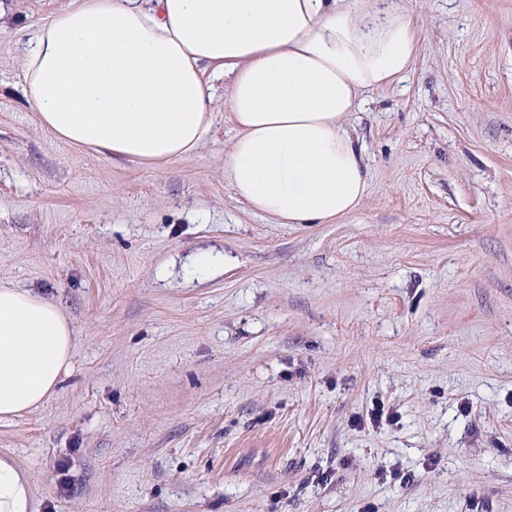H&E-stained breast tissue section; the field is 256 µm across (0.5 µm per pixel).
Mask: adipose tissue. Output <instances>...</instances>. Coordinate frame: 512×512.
Wrapping results in <instances>:
<instances>
[{
  "label": "adipose tissue",
  "mask_w": 512,
  "mask_h": 512,
  "mask_svg": "<svg viewBox=\"0 0 512 512\" xmlns=\"http://www.w3.org/2000/svg\"><path fill=\"white\" fill-rule=\"evenodd\" d=\"M418 39L403 0H74L30 32L21 89L58 138L157 169L205 142L208 78H225V182L279 223L333 224L369 192L349 116L410 70ZM74 339L59 305L0 286V420L58 391ZM0 512H36L8 455Z\"/></svg>",
  "instance_id": "1"
}]
</instances>
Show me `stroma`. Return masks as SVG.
<instances>
[{
  "label": "stroma",
  "mask_w": 512,
  "mask_h": 512,
  "mask_svg": "<svg viewBox=\"0 0 512 512\" xmlns=\"http://www.w3.org/2000/svg\"><path fill=\"white\" fill-rule=\"evenodd\" d=\"M70 3L0 0V283L75 330L0 422L38 512H512V0H404L418 54L351 116L337 224L237 199L220 80L158 170L43 129L20 59Z\"/></svg>",
  "instance_id": "stroma-1"
}]
</instances>
